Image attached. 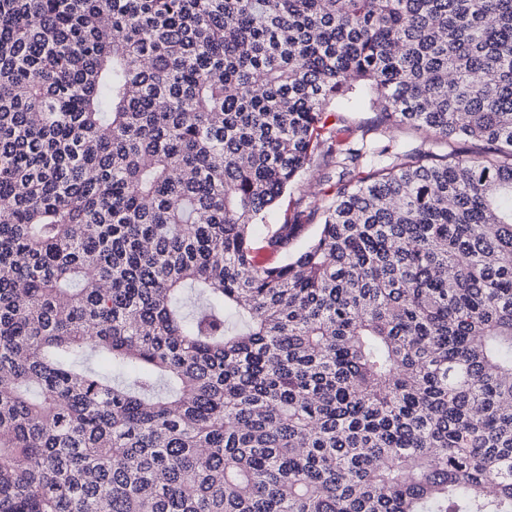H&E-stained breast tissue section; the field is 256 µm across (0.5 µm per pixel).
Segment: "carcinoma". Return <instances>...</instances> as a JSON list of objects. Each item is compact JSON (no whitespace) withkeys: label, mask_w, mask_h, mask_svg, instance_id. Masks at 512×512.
I'll return each instance as SVG.
<instances>
[{"label":"carcinoma","mask_w":512,"mask_h":512,"mask_svg":"<svg viewBox=\"0 0 512 512\" xmlns=\"http://www.w3.org/2000/svg\"><path fill=\"white\" fill-rule=\"evenodd\" d=\"M0 204V512H512V0H0ZM343 116L345 122L340 126L347 131H344L341 136L350 139L353 136L352 132L359 133L355 130L362 129L364 126H370L375 121L376 112L366 103L356 109L343 112ZM327 160L328 159L323 157L319 152L314 155L309 170L295 186L289 188L283 194L274 211L268 216L266 222L256 224L254 239L258 242L264 241L273 233L277 224H281L284 221V218L289 214V210L293 208L292 204L300 202V206L304 207L313 200V197L321 188L327 190L329 185L336 182L338 179L336 167ZM328 175L331 177L329 183L319 181L323 180V177ZM322 183H324V185H321Z\"/></svg>","instance_id":"carcinoma-1"}]
</instances>
